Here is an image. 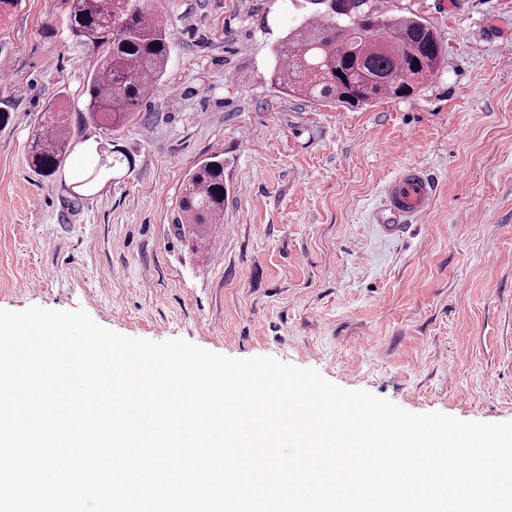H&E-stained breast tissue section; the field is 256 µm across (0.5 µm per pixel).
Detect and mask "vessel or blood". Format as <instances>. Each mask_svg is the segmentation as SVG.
<instances>
[{
  "instance_id": "vessel-or-blood-1",
  "label": "vessel or blood",
  "mask_w": 512,
  "mask_h": 512,
  "mask_svg": "<svg viewBox=\"0 0 512 512\" xmlns=\"http://www.w3.org/2000/svg\"><path fill=\"white\" fill-rule=\"evenodd\" d=\"M436 194V184L421 167L409 166L389 183L381 231L388 236L403 233L419 212L427 209Z\"/></svg>"
}]
</instances>
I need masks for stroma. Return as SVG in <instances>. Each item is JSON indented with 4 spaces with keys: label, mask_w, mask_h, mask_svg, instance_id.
I'll list each match as a JSON object with an SVG mask.
<instances>
[{
    "label": "stroma",
    "mask_w": 512,
    "mask_h": 512,
    "mask_svg": "<svg viewBox=\"0 0 512 512\" xmlns=\"http://www.w3.org/2000/svg\"><path fill=\"white\" fill-rule=\"evenodd\" d=\"M444 42L408 99L346 109L278 92L274 49L308 0H143L172 52L117 132L84 121L96 54L66 0H21L0 21V308L87 311L120 334L186 339L233 358L316 369L412 413L512 421V0H374ZM68 111L71 151L27 164L44 109ZM130 169L78 188L97 142ZM224 159V235L192 247L179 188ZM436 196L411 233L378 226L403 167Z\"/></svg>",
    "instance_id": "stroma-1"
}]
</instances>
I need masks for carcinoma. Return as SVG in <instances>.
<instances>
[{
    "instance_id": "carcinoma-1",
    "label": "carcinoma",
    "mask_w": 512,
    "mask_h": 512,
    "mask_svg": "<svg viewBox=\"0 0 512 512\" xmlns=\"http://www.w3.org/2000/svg\"><path fill=\"white\" fill-rule=\"evenodd\" d=\"M67 26L75 43L97 52L84 81L90 121L112 130L138 111L160 80L171 53L167 21L139 0H67ZM313 13L275 48L271 80L282 90L316 102L358 106L406 98L437 73L444 55L438 32L411 16H389L372 0H351L339 12L329 0H309ZM49 125L37 129L28 149L36 174L49 178L70 148L67 117L53 106ZM84 186L123 163L101 145ZM224 216V159L198 163L181 186L175 228L196 245Z\"/></svg>"
}]
</instances>
